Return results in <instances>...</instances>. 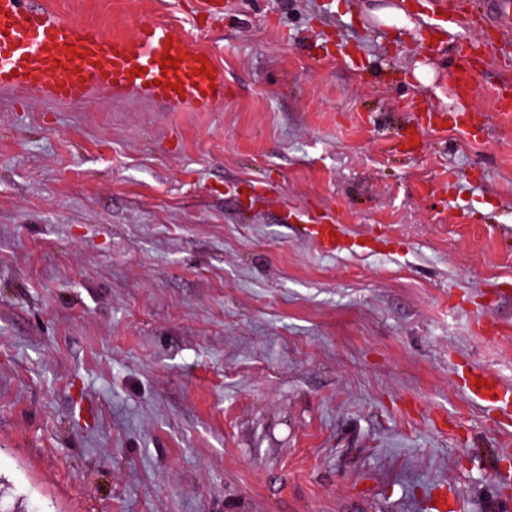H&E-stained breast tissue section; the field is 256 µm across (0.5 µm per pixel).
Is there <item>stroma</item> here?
I'll return each mask as SVG.
<instances>
[{
  "label": "stroma",
  "mask_w": 512,
  "mask_h": 512,
  "mask_svg": "<svg viewBox=\"0 0 512 512\" xmlns=\"http://www.w3.org/2000/svg\"><path fill=\"white\" fill-rule=\"evenodd\" d=\"M221 2L40 0L108 39L167 22L224 71L211 111L0 89V502L512 512V411L465 385H512V38L444 128L428 17L377 18L407 0Z\"/></svg>",
  "instance_id": "1"
}]
</instances>
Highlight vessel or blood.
I'll return each mask as SVG.
<instances>
[{
    "instance_id": "1",
    "label": "vessel or blood",
    "mask_w": 512,
    "mask_h": 512,
    "mask_svg": "<svg viewBox=\"0 0 512 512\" xmlns=\"http://www.w3.org/2000/svg\"><path fill=\"white\" fill-rule=\"evenodd\" d=\"M431 48L456 59L454 87L458 97L479 93L468 48L477 39L457 36L473 23L459 0H425ZM486 21L501 32L512 31V0H488ZM179 59L176 69L162 70L164 57ZM142 75H135V68ZM20 88L34 98L61 103L80 101L97 91L133 93L172 109L209 111L224 100V72L203 51L190 48L159 21L140 22L132 38L104 41L92 26L58 17L34 0H0V88ZM474 395L501 409L512 408V387L494 376Z\"/></svg>"
}]
</instances>
